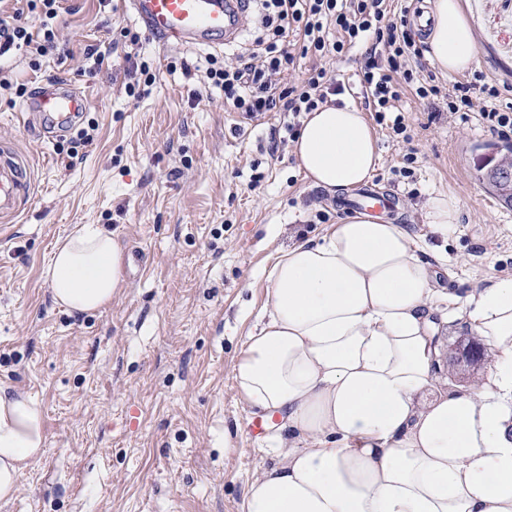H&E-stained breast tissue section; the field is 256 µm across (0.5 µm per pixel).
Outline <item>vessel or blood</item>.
<instances>
[{
	"label": "vessel or blood",
	"instance_id": "b4317fda",
	"mask_svg": "<svg viewBox=\"0 0 512 512\" xmlns=\"http://www.w3.org/2000/svg\"><path fill=\"white\" fill-rule=\"evenodd\" d=\"M128 10L161 46L223 49L241 29L246 0H126ZM88 109L87 97L70 81L38 84L19 110L39 136L56 140L71 131ZM27 165L9 150L0 151V213L14 215L30 196ZM394 195L366 186L344 198L341 210L377 213L394 208Z\"/></svg>",
	"mask_w": 512,
	"mask_h": 512
}]
</instances>
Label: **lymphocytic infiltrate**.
Returning a JSON list of instances; mask_svg holds the SVG:
<instances>
[{
	"instance_id": "lymphocytic-infiltrate-1",
	"label": "lymphocytic infiltrate",
	"mask_w": 512,
	"mask_h": 512,
	"mask_svg": "<svg viewBox=\"0 0 512 512\" xmlns=\"http://www.w3.org/2000/svg\"><path fill=\"white\" fill-rule=\"evenodd\" d=\"M38 18V30L24 23L5 27L9 46L39 56L55 47L53 22L58 0H25ZM264 32L251 49L236 58H209L205 77L224 92V103L251 120L268 112L288 115L285 129L296 139L304 114L359 86L364 103L378 124L393 135H406L408 125L399 107L406 93L421 100L432 117L475 112L498 137H512V85L472 80L442 85L428 73L427 47L417 40L406 12H392L388 0H259ZM313 64L304 78L285 84L280 77L297 59ZM356 58L355 83L329 77L324 60Z\"/></svg>"
}]
</instances>
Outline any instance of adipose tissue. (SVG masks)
Instances as JSON below:
<instances>
[{"instance_id":"1","label":"adipose tissue","mask_w":512,"mask_h":512,"mask_svg":"<svg viewBox=\"0 0 512 512\" xmlns=\"http://www.w3.org/2000/svg\"><path fill=\"white\" fill-rule=\"evenodd\" d=\"M428 59L453 76L475 63L460 0H427ZM314 185L370 180L378 140L363 112L329 104L293 144ZM407 225L355 215L278 253L269 309L233 367L251 410L279 413L272 463L243 512H512V275L460 296L436 287ZM54 301L77 313L122 284L112 234L84 224L46 268ZM461 319L493 358L475 388L436 389L442 323ZM43 413L0 389V501L45 452Z\"/></svg>"}]
</instances>
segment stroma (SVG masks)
I'll use <instances>...</instances> for the list:
<instances>
[{"label": "stroma", "mask_w": 512, "mask_h": 512, "mask_svg": "<svg viewBox=\"0 0 512 512\" xmlns=\"http://www.w3.org/2000/svg\"><path fill=\"white\" fill-rule=\"evenodd\" d=\"M472 27L474 74L512 84V0H460ZM60 44L31 68L25 52L0 61V146L32 174L21 212L0 222V387L43 410L46 452L0 512H242L245 493L270 463L232 369L263 312L278 251L316 238L343 215L306 179L291 145L270 153L284 115L253 120L204 87L206 50L165 49L142 36L138 50L158 74L149 96L122 87L134 27L122 0H61ZM105 53L102 67L86 55ZM183 59L191 75L169 71ZM75 82L98 123L92 146L68 157L16 117L13 88L51 78ZM201 99H193V91ZM403 108L411 141L375 126L381 160L372 180L399 198L397 223L424 236L438 287L464 295L512 274V206L478 177L481 157L506 153L478 115L433 121L418 100ZM456 196L457 224L435 234L424 205ZM81 224L112 233L124 282L109 305L78 314L57 305L44 270L55 246ZM467 325L440 328V382L477 386L492 358H460Z\"/></svg>", "instance_id": "35a3bbf8"}]
</instances>
